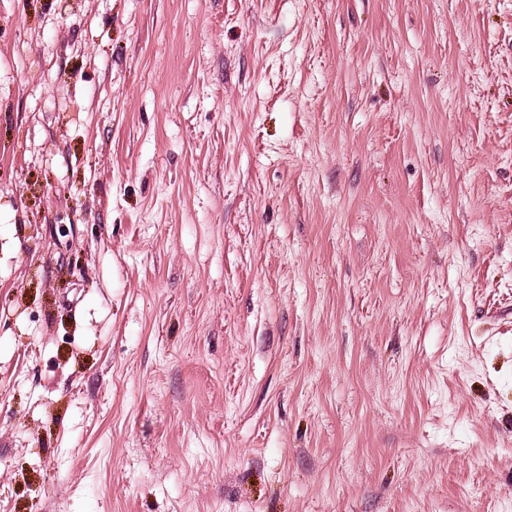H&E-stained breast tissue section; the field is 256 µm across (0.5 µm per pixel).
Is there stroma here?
<instances>
[{
  "instance_id": "stroma-1",
  "label": "stroma",
  "mask_w": 512,
  "mask_h": 512,
  "mask_svg": "<svg viewBox=\"0 0 512 512\" xmlns=\"http://www.w3.org/2000/svg\"><path fill=\"white\" fill-rule=\"evenodd\" d=\"M0 512H512V0H0Z\"/></svg>"
}]
</instances>
